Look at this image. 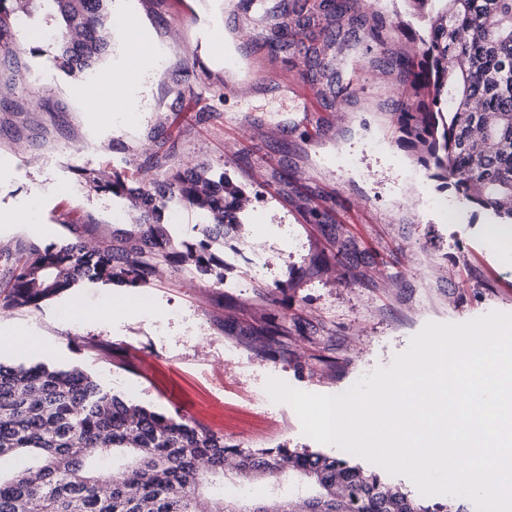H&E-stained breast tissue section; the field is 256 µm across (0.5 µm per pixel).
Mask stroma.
Here are the masks:
<instances>
[{
	"label": "stroma",
	"mask_w": 512,
	"mask_h": 512,
	"mask_svg": "<svg viewBox=\"0 0 512 512\" xmlns=\"http://www.w3.org/2000/svg\"><path fill=\"white\" fill-rule=\"evenodd\" d=\"M254 0H107L109 23L134 15L157 50L138 84L139 111L89 117L94 93L124 61L108 46L91 69H63L44 32L57 12L35 8L16 27L19 76L0 61V246L57 242L65 224L116 241L127 201L84 171L164 187L171 170L207 166L243 192L241 222L224 240V281L163 267L141 288L79 282L39 309L10 310L39 336L46 364L78 367L113 391L198 422L243 448L339 454L302 432L294 409L272 402L268 377L338 395L390 366L427 322L512 313V263L484 237L491 215L427 179L395 116L405 85L392 66L427 23L413 0H350L317 19L288 50L267 46ZM377 26L381 38L366 29ZM221 35L238 66L207 52ZM39 167H30L29 157ZM39 199L44 232L18 222ZM325 214L312 223L309 209ZM269 263L250 277L251 251ZM107 307L108 322L80 311ZM302 324L273 358L251 353L270 317Z\"/></svg>",
	"instance_id": "stroma-1"
}]
</instances>
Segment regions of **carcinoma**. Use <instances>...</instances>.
Masks as SVG:
<instances>
[{"label": "carcinoma", "mask_w": 512, "mask_h": 512, "mask_svg": "<svg viewBox=\"0 0 512 512\" xmlns=\"http://www.w3.org/2000/svg\"><path fill=\"white\" fill-rule=\"evenodd\" d=\"M65 22L56 36L63 66L81 70L105 50L99 34L105 0H49ZM294 0L274 24V51L288 48L292 28L321 13L335 20L347 0ZM430 6L418 46L399 59L411 93L399 102L402 142L427 176L458 198L512 226V0H416ZM0 0V50L19 52L14 18ZM83 40L70 43L71 29ZM108 189L124 195L146 223L125 244L88 243L69 235L47 246L0 248L8 263L0 306L38 309L80 281L141 287L162 265L190 268L224 284V229L241 223L238 189L192 170L178 172L156 193L113 175ZM206 209L195 243L179 241L159 222L170 200ZM288 328L271 319L253 345L276 355ZM96 452L87 453L85 449ZM231 472L248 483L284 474L304 483L280 500L279 512H446L351 461L289 448L249 449L196 423L167 417L112 392L79 369L46 363H0V512H268L263 496L228 500L207 489L208 478Z\"/></svg>", "instance_id": "1"}]
</instances>
